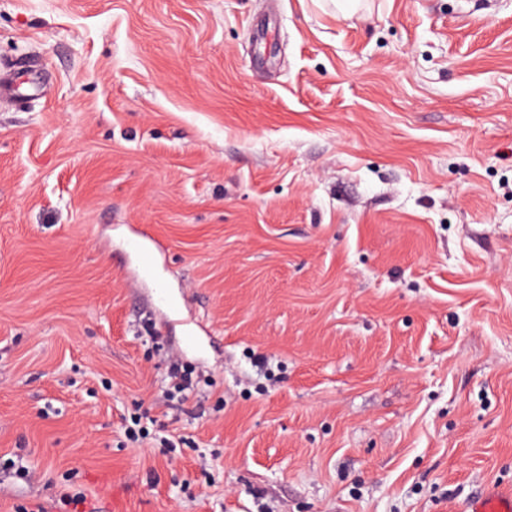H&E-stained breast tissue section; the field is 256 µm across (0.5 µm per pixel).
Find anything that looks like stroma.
Returning <instances> with one entry per match:
<instances>
[{"instance_id":"35a3bbf8","label":"stroma","mask_w":512,"mask_h":512,"mask_svg":"<svg viewBox=\"0 0 512 512\" xmlns=\"http://www.w3.org/2000/svg\"><path fill=\"white\" fill-rule=\"evenodd\" d=\"M0 66V512L512 486V0H0ZM168 377L171 379L176 393L181 394L183 399L195 390L199 383L193 378V372L182 365L178 360H171L168 365Z\"/></svg>"}]
</instances>
